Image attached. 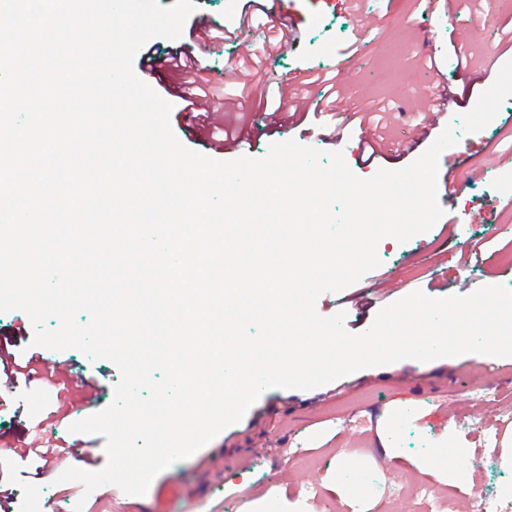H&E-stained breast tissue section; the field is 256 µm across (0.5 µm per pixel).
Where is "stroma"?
I'll return each instance as SVG.
<instances>
[{
	"instance_id": "1",
	"label": "stroma",
	"mask_w": 512,
	"mask_h": 512,
	"mask_svg": "<svg viewBox=\"0 0 512 512\" xmlns=\"http://www.w3.org/2000/svg\"><path fill=\"white\" fill-rule=\"evenodd\" d=\"M196 17L236 30L231 41L181 42L192 51L207 78L218 77L236 61L238 46L260 47L270 27L291 20L298 26L294 46L262 57L260 68L267 101L253 100L247 130L252 158L264 157L272 143L295 140L322 151L342 152L350 170L368 178L379 169L399 170L419 158L446 126L456 142L445 151L448 166L463 170L451 199V223L436 222L428 231L401 243L386 237L377 245L378 267L341 292L321 294L315 303L325 317L344 312L354 334L366 331L378 311L420 291L448 296L443 279L466 284L487 279L512 287V168L496 156L512 155V104L498 93L512 85V51L502 42L512 33V12H488L486 0H458L456 18L432 0H357L356 12L340 0H195ZM476 53L480 61L457 65L458 53ZM434 58L435 67L425 59ZM491 74H484L485 63ZM311 68L334 76L354 100L390 109L392 140L413 139L423 121L420 102L434 85L453 94L448 111L411 152L386 153L372 163L360 159L361 130L355 118L320 110V87H312L303 119L273 126L265 111L279 104L280 78ZM156 93L172 106L171 127L187 148L207 153V139L185 131L173 96L180 77L158 63ZM480 244L481 258L470 255ZM53 367L73 368L98 378L103 388L93 408L72 393L67 423L54 427L45 418L55 394L40 385L0 388V488L11 493V512H336L359 504L371 512H435L434 500L409 497L399 477H413L418 488L446 493L478 512L484 498H496L512 485V468L501 461L500 446H487L486 433L504 437L512 430V368L506 359L480 362L472 354L431 362L402 360L369 367L310 389L266 390L243 419L230 425L191 457L159 473L141 496L104 485L84 494L80 483L60 489L57 477L67 468L101 470L107 463L104 437L93 439L94 455L71 454L50 460L43 479L23 476L16 446L28 428L42 424L46 438L69 439V426L107 408L120 379L117 366L93 360L75 349L56 351ZM397 439L387 443L388 430ZM461 442L468 450V483H452L443 468L426 469L433 449Z\"/></svg>"
}]
</instances>
